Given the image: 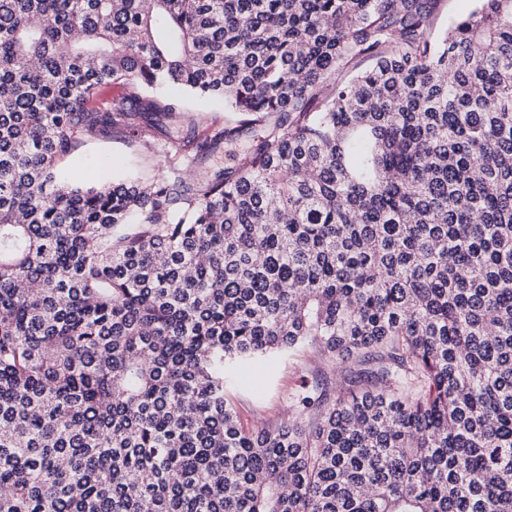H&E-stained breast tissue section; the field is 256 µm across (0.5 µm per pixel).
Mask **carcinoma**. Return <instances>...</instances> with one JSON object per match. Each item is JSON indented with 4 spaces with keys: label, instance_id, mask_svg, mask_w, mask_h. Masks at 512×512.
<instances>
[{
    "label": "carcinoma",
    "instance_id": "cac0c4a2",
    "mask_svg": "<svg viewBox=\"0 0 512 512\" xmlns=\"http://www.w3.org/2000/svg\"><path fill=\"white\" fill-rule=\"evenodd\" d=\"M441 2L0 0V512H512V0ZM165 85L224 166L58 180ZM305 345L336 397L244 426ZM475 4L474 0H444L437 19V30H444L451 20L468 15L474 9ZM343 368L327 363L311 348L297 353H272L238 362L224 377V397L245 426L273 428L288 421V393L303 379L324 376L336 386ZM304 377V378H303Z\"/></svg>",
    "mask_w": 512,
    "mask_h": 512
}]
</instances>
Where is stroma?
Segmentation results:
<instances>
[{"mask_svg": "<svg viewBox=\"0 0 512 512\" xmlns=\"http://www.w3.org/2000/svg\"><path fill=\"white\" fill-rule=\"evenodd\" d=\"M229 115L223 103L210 102L204 109H190L175 117L161 118L147 133L130 137L122 133L78 137L71 152L56 163L61 177L80 180L88 176L104 180L133 176L149 184L173 168L183 166L186 156L196 154L195 143L172 142L167 131H194L198 140L223 128ZM340 379V370L310 348L296 353H272L238 362L224 377V397L247 426L275 427L288 419L287 396L302 381Z\"/></svg>", "mask_w": 512, "mask_h": 512, "instance_id": "1", "label": "stroma"}]
</instances>
